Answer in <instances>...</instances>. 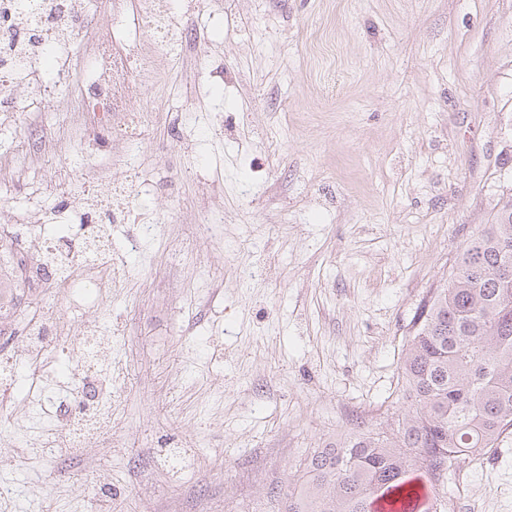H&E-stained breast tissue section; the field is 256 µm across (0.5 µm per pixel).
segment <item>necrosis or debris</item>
<instances>
[{
    "label": "necrosis or debris",
    "mask_w": 512,
    "mask_h": 512,
    "mask_svg": "<svg viewBox=\"0 0 512 512\" xmlns=\"http://www.w3.org/2000/svg\"><path fill=\"white\" fill-rule=\"evenodd\" d=\"M92 0H35L36 27L42 34L18 24L12 15L18 0H0V115L11 117L20 110L13 91L20 68V57L36 62L47 51L62 53L75 39L93 36L96 50L81 76L80 100L87 111L122 113L119 127L127 139L141 138L148 111L134 107L148 80L156 74L154 50L172 52L184 40L187 23L178 19L169 0H147L138 21L151 32L153 51L137 52L135 61L117 51L114 32L102 29L91 7ZM131 184L108 181L96 196L69 209L64 227L48 229L40 213L28 216L26 223L9 224L0 229L9 239L0 249V269L12 270L16 255L24 254L32 263L26 273L27 287L42 290L66 285L77 296L89 289L109 287L102 272L111 265V255L102 241L104 227L127 220V198ZM60 317L50 308L38 316L15 319L9 335L0 337V404L13 397L19 368H26L29 390L41 389L49 362L56 360ZM86 365L79 385L67 393L49 398L47 412L53 425L46 445L62 459H73L82 449L112 445V390L101 383L95 363L105 353L107 343L99 328L81 334Z\"/></svg>",
    "instance_id": "necrosis-or-debris-1"
}]
</instances>
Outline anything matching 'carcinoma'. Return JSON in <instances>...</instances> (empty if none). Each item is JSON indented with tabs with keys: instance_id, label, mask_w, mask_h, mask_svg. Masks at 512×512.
I'll return each instance as SVG.
<instances>
[{
	"instance_id": "cac0c4a2",
	"label": "carcinoma",
	"mask_w": 512,
	"mask_h": 512,
	"mask_svg": "<svg viewBox=\"0 0 512 512\" xmlns=\"http://www.w3.org/2000/svg\"><path fill=\"white\" fill-rule=\"evenodd\" d=\"M496 223L460 250L420 307L397 386L407 409L390 428L340 436L314 449L277 512H375L420 495L422 476L497 447L512 427V187Z\"/></svg>"
}]
</instances>
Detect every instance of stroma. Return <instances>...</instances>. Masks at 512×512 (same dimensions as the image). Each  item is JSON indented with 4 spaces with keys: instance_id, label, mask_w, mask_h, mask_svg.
I'll use <instances>...</instances> for the list:
<instances>
[{
    "instance_id": "obj_1",
    "label": "stroma",
    "mask_w": 512,
    "mask_h": 512,
    "mask_svg": "<svg viewBox=\"0 0 512 512\" xmlns=\"http://www.w3.org/2000/svg\"><path fill=\"white\" fill-rule=\"evenodd\" d=\"M176 2L200 37L159 55L143 139L25 86L37 107L14 137L35 127L49 148L23 164L0 138V220L132 170L131 207L156 220L113 227L103 295L38 300L67 337L50 392L76 382L86 323L110 321L98 370L124 375L111 448L69 461L38 447L49 419L16 386L23 419L0 433L13 512H271L312 448L404 409L418 307L512 184V0ZM460 467L470 485H444L459 512H512V428Z\"/></svg>"
}]
</instances>
